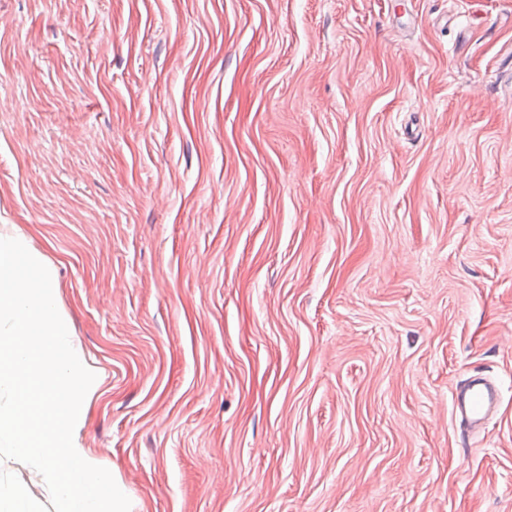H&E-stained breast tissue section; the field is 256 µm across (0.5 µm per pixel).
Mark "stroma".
Masks as SVG:
<instances>
[{
    "label": "stroma",
    "mask_w": 512,
    "mask_h": 512,
    "mask_svg": "<svg viewBox=\"0 0 512 512\" xmlns=\"http://www.w3.org/2000/svg\"><path fill=\"white\" fill-rule=\"evenodd\" d=\"M1 224L132 512H512V0H0ZM499 401L497 388L486 380L472 379L452 395V414L471 428H481Z\"/></svg>",
    "instance_id": "stroma-1"
}]
</instances>
